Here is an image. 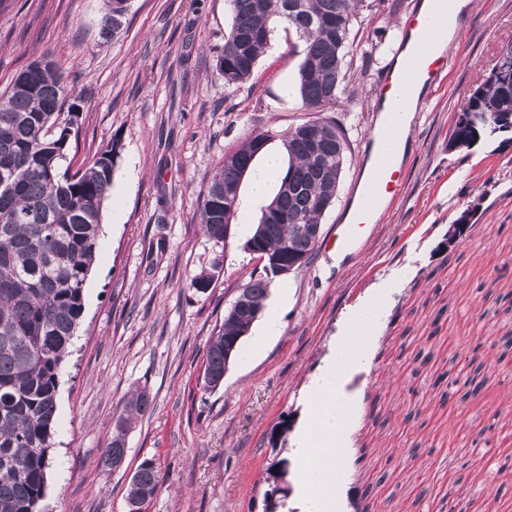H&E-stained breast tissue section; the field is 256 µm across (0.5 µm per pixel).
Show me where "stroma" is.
<instances>
[{
  "label": "stroma",
  "mask_w": 512,
  "mask_h": 512,
  "mask_svg": "<svg viewBox=\"0 0 512 512\" xmlns=\"http://www.w3.org/2000/svg\"><path fill=\"white\" fill-rule=\"evenodd\" d=\"M416 0L397 9L366 0L352 87L335 112L350 150L323 236L356 195L380 121L377 89L396 60ZM103 0H10L0 10V90L42 53L78 96L79 167L119 140L112 196L84 289V313L61 374L46 493L39 512H128L132 474L155 460L163 482L145 512H264L267 469L288 457L307 387L335 348L347 314L380 284L391 292L361 371L345 391L352 427L343 512H512V134L449 151L465 94L512 39V0H469L453 65L412 119L404 194L380 215L359 255L337 266L317 252L275 278L243 339L249 366L202 389L208 340L258 262L245 251L263 202L243 177L230 237L215 245L199 224L202 195L224 155L253 129L268 136L261 169L284 155L291 128L310 120L294 85L304 43L274 27L253 77L225 88L216 62L230 24L225 0H132L122 31L102 37ZM474 205L472 226L443 250L448 226ZM212 285L188 288L200 271ZM425 375H417L418 363ZM463 376L454 402L448 377ZM152 408L125 436L120 468L103 465L126 398Z\"/></svg>",
  "instance_id": "obj_1"
}]
</instances>
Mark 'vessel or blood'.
<instances>
[{
  "mask_svg": "<svg viewBox=\"0 0 512 512\" xmlns=\"http://www.w3.org/2000/svg\"><path fill=\"white\" fill-rule=\"evenodd\" d=\"M429 9H414L405 28L419 38H426L447 20L454 0H432ZM448 71V57L441 52H422L411 56L398 71L389 72L379 83L381 101L395 104L401 93L415 82H422L424 93H432L440 86ZM406 165L397 162L380 168L371 182L365 200L356 205L349 222L337 225L330 241L338 259L350 260L361 251L367 240V230L377 222L382 207L391 205L402 194L405 186Z\"/></svg>",
  "mask_w": 512,
  "mask_h": 512,
  "instance_id": "1",
  "label": "vessel or blood"
}]
</instances>
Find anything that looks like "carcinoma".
Returning a JSON list of instances; mask_svg holds the SVG:
<instances>
[{
  "label": "carcinoma",
  "mask_w": 512,
  "mask_h": 512,
  "mask_svg": "<svg viewBox=\"0 0 512 512\" xmlns=\"http://www.w3.org/2000/svg\"><path fill=\"white\" fill-rule=\"evenodd\" d=\"M363 0H228L231 24L216 68L236 90L248 82L277 24L293 28L305 47L297 68L300 107L316 117L284 139L288 165L276 196L257 217L244 249L266 260L287 253L313 259L317 241L308 227L322 224L343 179L349 147L345 131L329 115L351 81L347 62L353 20ZM130 0H105L101 34L117 35ZM508 80L505 87L492 77ZM70 75L51 55L31 61L0 93V512H37L51 467L59 372L84 311L104 202L112 191L119 142L78 169L67 162L78 135V105L66 104ZM452 124L448 150L469 149L486 136L512 128V41L503 44L489 73L473 86ZM267 135L253 131L224 156L203 197L199 221L215 244L237 209L239 186L251 171ZM274 274H252L247 301L228 311L206 348L203 389L224 381L231 338L245 336L262 312ZM153 400L142 389L125 401L104 465L125 458V434ZM289 461L268 468L267 512L288 497ZM163 481L151 459L140 463L129 484V512H143Z\"/></svg>",
  "instance_id": "cac0c4a2"
}]
</instances>
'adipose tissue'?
<instances>
[{
    "label": "adipose tissue",
    "instance_id": "1",
    "mask_svg": "<svg viewBox=\"0 0 512 512\" xmlns=\"http://www.w3.org/2000/svg\"><path fill=\"white\" fill-rule=\"evenodd\" d=\"M379 314L376 301L359 306L337 351L309 384L306 416L291 448L300 473L299 512H339L347 478L343 443L350 414L344 384L347 373L363 365Z\"/></svg>",
    "mask_w": 512,
    "mask_h": 512
}]
</instances>
